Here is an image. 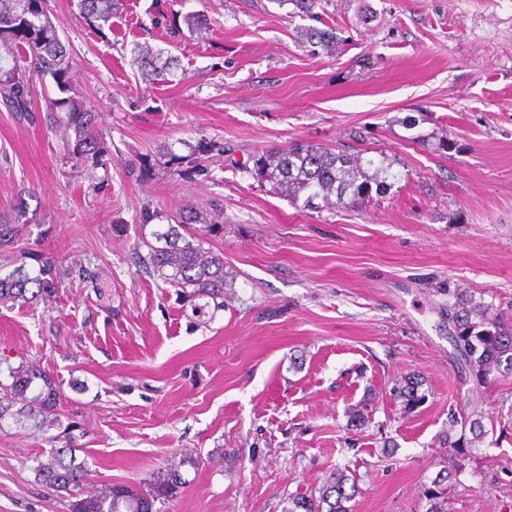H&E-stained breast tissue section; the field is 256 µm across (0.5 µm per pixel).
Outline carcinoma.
<instances>
[{
    "mask_svg": "<svg viewBox=\"0 0 512 512\" xmlns=\"http://www.w3.org/2000/svg\"><path fill=\"white\" fill-rule=\"evenodd\" d=\"M121 0H79L82 15L89 22L107 23ZM43 0H0V47L11 56V67L0 65V98L13 112L33 111L32 73L49 76L64 97L51 101V111L60 113L58 121L74 132L72 152L76 155L103 153L100 146L96 113L85 101L69 95L71 62L69 51L58 29L47 15ZM134 61L145 76L152 78L170 72L173 58L161 59L160 53L145 44L134 49ZM250 174L261 184H269L278 195L292 204L303 201L310 210L354 208L367 204L371 190L384 193L400 173L392 170L387 157H366L318 146L296 144L284 150H267L255 156ZM181 224H167L153 232L156 244L149 246L145 258L163 280L192 298H224L226 274L223 258L194 242L182 232ZM22 230L20 224L0 221V248L14 244ZM60 283L56 262L38 260V270L21 264L0 276V304L36 305L53 296ZM448 294V321L455 330V345L469 367L476 385L487 383L489 376L504 367L512 371V322L503 320L494 305L476 298L459 287L443 289ZM10 382L0 381V423L10 418L39 431L59 424L58 405L62 393L54 380L40 367L22 362L7 366ZM421 378H403L394 391L403 399L404 409L411 411L425 400L420 392ZM474 438L484 436L480 419L461 423L459 437L451 446L461 452L470 446L464 430ZM449 465L425 491L427 512H445V486L453 478ZM37 481L54 492H65L71 498L70 512H152L155 500L176 494L185 482L179 466L172 464L144 493L125 485L104 487L84 493L81 490L88 467L70 448H52L47 459L34 467ZM348 475L333 473L320 489L319 496L292 498L285 512H352L349 503L357 493L356 484H347Z\"/></svg>",
    "mask_w": 512,
    "mask_h": 512,
    "instance_id": "cac0c4a2",
    "label": "carcinoma"
}]
</instances>
